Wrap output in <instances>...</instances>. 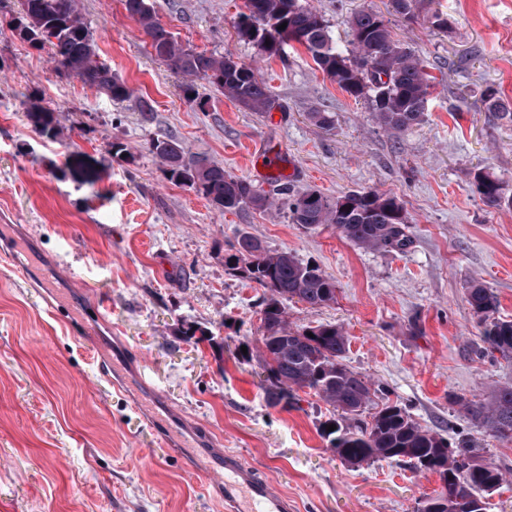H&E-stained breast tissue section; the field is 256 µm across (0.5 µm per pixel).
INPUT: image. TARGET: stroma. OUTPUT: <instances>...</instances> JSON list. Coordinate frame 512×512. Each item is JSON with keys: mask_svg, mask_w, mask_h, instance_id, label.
Listing matches in <instances>:
<instances>
[{"mask_svg": "<svg viewBox=\"0 0 512 512\" xmlns=\"http://www.w3.org/2000/svg\"><path fill=\"white\" fill-rule=\"evenodd\" d=\"M152 3L182 44L255 68L278 105L252 112L203 81L186 92L123 0H80L101 61L134 91L112 100L20 39L15 0L0 7V252L16 255L0 262V512H225L223 488L189 467L227 451L287 494L293 512H417L439 491L435 474L405 459L341 462L322 434L332 409L313 392L269 406L256 357L262 291L224 264L243 233L335 282L329 305L285 308L293 327H343L347 365L375 389L357 423L395 403L512 473V442L459 405L512 385V364L484 353L467 302L480 281L512 321V206H486L473 180L493 172L512 196V122L484 105L492 88L512 109V0H435L445 33L427 15L390 13L389 0H312L339 43L356 10L385 13L437 77L424 120L398 136L304 47L282 61L239 40L243 0ZM33 101L57 112L56 137L28 125ZM315 112L330 113L332 127ZM161 134L248 179L254 152L281 150L293 195L395 197L410 245L367 250L283 214L219 211L168 179L148 150ZM95 299L109 323L90 338L83 318ZM189 325L195 335H183ZM115 361L119 392L96 375Z\"/></svg>", "mask_w": 512, "mask_h": 512, "instance_id": "stroma-1", "label": "stroma"}]
</instances>
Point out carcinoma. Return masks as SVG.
Returning a JSON list of instances; mask_svg holds the SVG:
<instances>
[{
	"label": "carcinoma",
	"instance_id": "1",
	"mask_svg": "<svg viewBox=\"0 0 512 512\" xmlns=\"http://www.w3.org/2000/svg\"><path fill=\"white\" fill-rule=\"evenodd\" d=\"M20 18L15 30L34 47L49 46L55 68H68L84 84L115 100H126L131 89L112 69L98 59L95 32L84 21L78 0H18ZM240 14L238 38L255 45L268 58H284L285 47L297 43L308 51L322 72L350 96L365 98L379 124L400 135L420 124L427 112L432 77L408 44L397 39L384 17L372 10L356 12L350 22V40L339 45L323 15L309 0H249ZM433 0H390L393 11L404 18ZM128 15L140 26L147 43L158 52L170 70L191 81H205L252 112H269L277 106L275 96L254 68L232 54L215 55L183 45L159 20L151 0H124ZM285 29H279V26ZM486 110L497 120L512 121L509 111L492 90L486 94ZM25 117L32 130L54 137L55 112L31 105ZM149 151L158 157L169 180L184 184L212 206L226 211L243 207L266 212L274 207L289 214L292 223L308 230L333 226L360 248L405 250L410 239L406 218L398 201L376 192H350L331 200L317 191L297 196L288 187L271 196L244 177L194 155L173 137L152 139ZM474 185L482 202L498 207L512 204L502 181L490 172L478 171ZM226 265L242 278L263 289L262 323L257 357L266 377V391L273 404L290 403L294 392L308 389L327 405L354 416L372 401L374 389L345 363L348 338L341 326L321 323L314 327H288L283 302L297 300L312 308L336 299V285L318 267L304 263L288 251H273L252 236H240ZM467 302L482 327L484 352L512 361V321L494 317L498 300L491 289L473 283ZM467 418L512 442V386L494 388L479 402L462 403ZM330 447L341 455L364 463L399 457L406 448L417 461H427L425 470L448 478L457 491L441 500L440 512H478L472 504L498 490L505 475L494 465L479 460L468 444L450 447L440 433L419 425L399 405L387 404L373 415L369 427L338 424L324 432Z\"/></svg>",
	"mask_w": 512,
	"mask_h": 512
}]
</instances>
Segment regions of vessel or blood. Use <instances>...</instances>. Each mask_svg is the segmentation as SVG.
Here are the masks:
<instances>
[{
    "label": "vessel or blood",
    "instance_id": "b4317fda",
    "mask_svg": "<svg viewBox=\"0 0 512 512\" xmlns=\"http://www.w3.org/2000/svg\"><path fill=\"white\" fill-rule=\"evenodd\" d=\"M258 176L273 178L286 175V162L280 152L267 151L259 158ZM207 470L220 478L224 486L226 512H291L287 496L272 490L268 480L259 477L233 453L210 461Z\"/></svg>",
    "mask_w": 512,
    "mask_h": 512
}]
</instances>
